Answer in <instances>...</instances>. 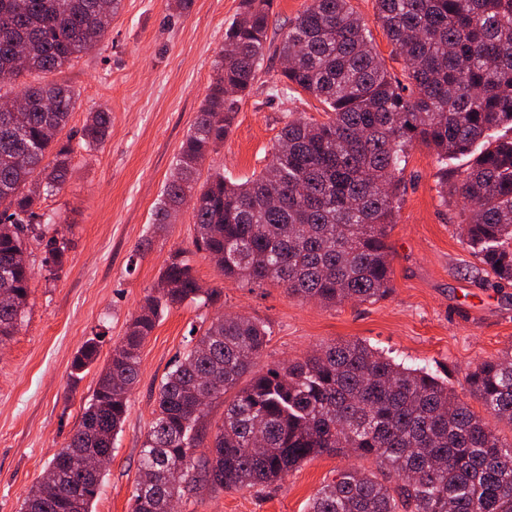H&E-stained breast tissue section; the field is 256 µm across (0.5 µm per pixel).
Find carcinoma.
I'll return each instance as SVG.
<instances>
[{
	"instance_id": "carcinoma-1",
	"label": "carcinoma",
	"mask_w": 512,
	"mask_h": 512,
	"mask_svg": "<svg viewBox=\"0 0 512 512\" xmlns=\"http://www.w3.org/2000/svg\"><path fill=\"white\" fill-rule=\"evenodd\" d=\"M224 32L215 77L183 140L175 172L154 211L160 229L182 205L192 208L196 252L224 276L275 282L288 296L336 306L376 302L391 292L389 231L396 223L403 168L415 143L446 163L472 157L439 194L465 202L463 236L497 278L512 281V0H375L376 21L402 60V78L380 60L351 0H310L288 24L278 52L284 84L325 105L323 121L295 118L282 128L270 165L244 183L196 174L224 143L239 102L270 49L273 0H240ZM117 0H0V345L28 307L34 272L27 240L43 244L44 263L60 269L69 242L40 199L66 185L75 146L57 139L78 94L37 83L13 91L21 75L51 73L107 35ZM25 106H17L18 99ZM110 113H89L78 146L106 138ZM203 291L182 251L171 254L99 376L70 438L25 496L21 512H92L103 473L82 468L87 454L112 452L140 371L141 349L160 317ZM266 325L244 316L214 318L166 374L141 448L131 512H172L184 496L266 487L323 454L352 450L378 470H339L310 499L308 512H512V442L502 440L448 381L411 367L361 340L255 370L269 341ZM99 336L72 361L93 364ZM224 400V421L208 453L207 407ZM464 390L512 424V346L473 367Z\"/></svg>"
}]
</instances>
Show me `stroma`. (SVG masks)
<instances>
[{
    "label": "stroma",
    "instance_id": "1",
    "mask_svg": "<svg viewBox=\"0 0 512 512\" xmlns=\"http://www.w3.org/2000/svg\"><path fill=\"white\" fill-rule=\"evenodd\" d=\"M308 4L274 0L268 23L272 48L201 177L220 172L228 181L245 182L270 163L286 117L324 120L322 103L303 90L282 100L268 95L283 69L276 47L289 20ZM239 11L240 0H192L182 14L167 0H118L104 42L43 76L79 94L65 134L78 137L87 114L99 109L110 113L111 125L102 145L77 153L64 190L39 204L60 216L70 242L65 265L45 267L39 242L27 245L35 269L29 306L14 336L0 347V512H20L29 489L67 444L113 345L177 250L187 252L203 287L222 289L223 295L209 306L173 307L146 340L138 382L92 512H130L161 381L190 350L191 328L208 326L219 315L252 317L269 328L271 340L256 363L260 371L328 342L359 339L396 360L428 367L455 388L477 363L512 345V283L487 274L460 237L461 200H444L438 193L440 170L456 178L469 165L465 157L443 167L426 145L409 150L400 210L388 238L394 291L374 303L328 307L290 298L277 284L225 277L196 253L187 207L165 229L152 231L155 203L214 76L224 30ZM146 238L150 248L139 251ZM100 331L105 338L97 361L73 379L75 352ZM351 467L373 471L377 464L353 454H325L269 487L200 489L182 502L181 512H306L315 492L338 470Z\"/></svg>",
    "mask_w": 512,
    "mask_h": 512
}]
</instances>
